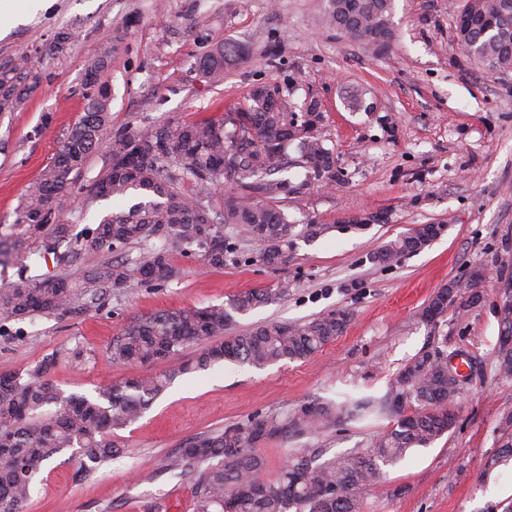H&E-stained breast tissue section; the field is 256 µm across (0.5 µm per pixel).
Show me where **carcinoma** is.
Wrapping results in <instances>:
<instances>
[{
	"label": "carcinoma",
	"instance_id": "carcinoma-1",
	"mask_svg": "<svg viewBox=\"0 0 512 512\" xmlns=\"http://www.w3.org/2000/svg\"><path fill=\"white\" fill-rule=\"evenodd\" d=\"M392 0H326L325 25L379 52L391 39ZM462 49L494 72L512 71V0H466L464 19L456 28ZM112 40L100 43L85 61L82 95L87 112L66 134L59 150L31 182L14 223L34 233L46 232L45 253L65 269L88 252L109 258L84 272L74 283L65 272L30 275L24 265L18 280L0 289V316L23 321L35 316H64L99 309L104 290L129 292L147 283L163 284L176 270L167 244L221 268L235 250V239L256 246L260 261L277 267L287 258L295 225L270 204L281 184L270 179L295 146L296 164L316 181L334 178V157L316 133L318 103L298 115L285 98L268 99L266 86L254 87L247 104L219 117L198 121L169 120L133 132L112 133L110 93L104 80L112 65ZM236 48L218 42L198 63L206 84L224 80V68ZM42 82L27 53L0 62V114L21 109ZM128 139L139 153L121 166L105 161L86 186L79 184L87 158L103 142L116 154ZM192 180L195 195L184 183ZM84 194L89 210L102 199H121L138 191L147 200L127 210L104 214L78 234L64 220L75 192ZM426 240L412 228L388 242L373 256L391 263L421 250ZM132 245L136 259L118 257ZM288 296V284L272 290L256 288L230 299L227 305L162 311L135 318L112 340L114 364L169 368L143 377L119 378L92 398L65 395L48 379L58 362L52 355L35 369L0 374V512H22L32 485L56 455L73 450L78 472L87 476L122 453L109 439L112 431L136 421L178 376L230 361L263 368L298 361L323 349L341 335L349 316L331 312L301 324L268 322L241 335L224 337L233 313ZM472 284L452 283L435 292L421 317L431 322L449 306L465 309L478 302ZM203 344L193 357L183 356ZM457 379L448 375V355L422 354L404 367L381 397H346L336 403L312 401L285 414L227 426L193 438L170 468L188 466L194 476L195 512H363L362 491L415 448H426L453 424L449 410L459 395ZM418 408L408 412L404 402ZM389 415L392 426L377 435L370 448L318 461L307 449L295 448L275 480L264 477L265 461L258 448L271 439L298 440L336 426L344 417L366 420ZM512 459V438L487 461L496 468Z\"/></svg>",
	"mask_w": 512,
	"mask_h": 512
}]
</instances>
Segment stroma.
Wrapping results in <instances>:
<instances>
[{
    "label": "stroma",
    "mask_w": 512,
    "mask_h": 512,
    "mask_svg": "<svg viewBox=\"0 0 512 512\" xmlns=\"http://www.w3.org/2000/svg\"><path fill=\"white\" fill-rule=\"evenodd\" d=\"M324 3L45 0L35 10L10 0L0 20V59L27 50L45 78L22 110L0 118V289L16 281L26 258L31 274L59 270L15 212L84 115V63L106 36L114 45L106 75L113 131L217 116L264 84L300 111L317 101L336 178L309 184L289 164L276 173L282 188L273 206L290 223L328 227L324 236L294 239L283 265L267 267L248 242H238L220 268L170 246L178 270L170 282L131 294L109 290L98 312L0 323V373L27 372L55 353L56 388L93 396L141 374L107 357L133 318L221 305L283 283L286 298L237 315L227 335L270 321L349 315L343 334L306 359L262 369L225 362L177 378L135 423L115 431L127 456L87 477L67 455L56 456L23 512H193L191 474L166 465L192 438L314 399L383 395L405 365L440 351L470 353L482 367L453 404L450 431L385 467L362 494L364 512H512V462L484 468L512 411V377L498 373L495 359L503 286L512 283V71H488L461 49L455 19L465 0H393V36L380 52L323 27ZM63 29L75 37L51 53ZM220 40L233 43L237 56L223 82L201 84L198 62ZM357 89L367 110L346 103ZM371 212L382 223L356 225ZM422 224L444 230L418 253L374 261L384 244ZM473 277L477 305L422 320L436 291ZM389 423L386 416L344 420L299 445L332 457L369 447Z\"/></svg>",
    "instance_id": "stroma-1"
}]
</instances>
